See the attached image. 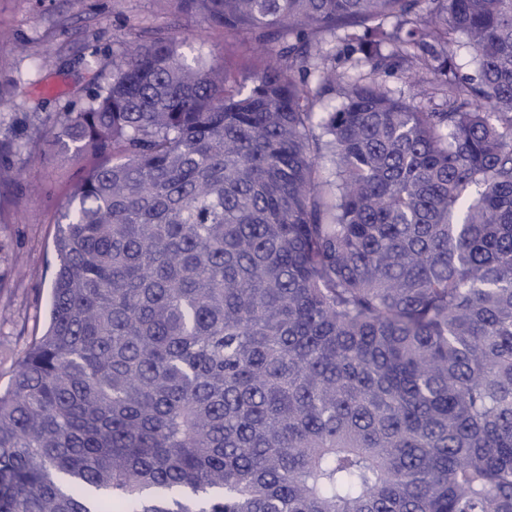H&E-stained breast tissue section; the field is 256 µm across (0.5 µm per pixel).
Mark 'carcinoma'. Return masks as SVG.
Returning a JSON list of instances; mask_svg holds the SVG:
<instances>
[{"label":"carcinoma","mask_w":512,"mask_h":512,"mask_svg":"<svg viewBox=\"0 0 512 512\" xmlns=\"http://www.w3.org/2000/svg\"><path fill=\"white\" fill-rule=\"evenodd\" d=\"M173 2L264 64L157 34L52 128L102 162L0 392V512H512V0ZM379 80H383L386 87H388L393 95L406 100L414 98L416 102H419V98H415L417 88L413 86L408 76L399 71L396 74L389 76H380Z\"/></svg>","instance_id":"carcinoma-1"}]
</instances>
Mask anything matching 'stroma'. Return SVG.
Listing matches in <instances>:
<instances>
[{
  "instance_id": "1",
  "label": "stroma",
  "mask_w": 512,
  "mask_h": 512,
  "mask_svg": "<svg viewBox=\"0 0 512 512\" xmlns=\"http://www.w3.org/2000/svg\"><path fill=\"white\" fill-rule=\"evenodd\" d=\"M158 29L203 57L249 76L261 61L238 36L177 13L171 0H0V92L29 84L30 94L0 112V388L48 319L57 259L53 242L75 187L99 160L49 153L48 131L112 77L113 52Z\"/></svg>"
}]
</instances>
